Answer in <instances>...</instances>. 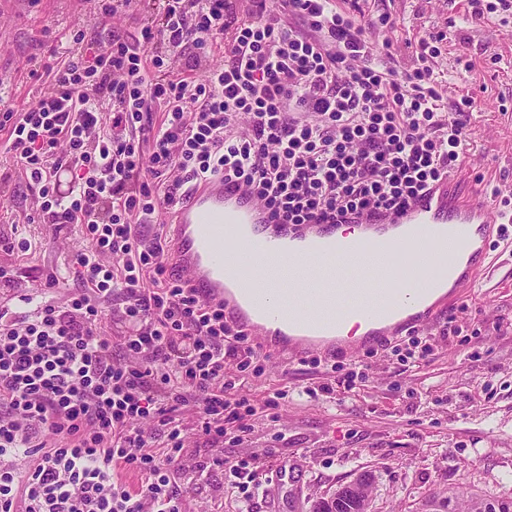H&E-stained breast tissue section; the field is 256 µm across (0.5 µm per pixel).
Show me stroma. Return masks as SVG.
<instances>
[{
    "mask_svg": "<svg viewBox=\"0 0 512 512\" xmlns=\"http://www.w3.org/2000/svg\"><path fill=\"white\" fill-rule=\"evenodd\" d=\"M355 7L368 18L395 19V27L371 28L368 37L390 43L403 69L414 64L406 41L445 33L434 68L447 81L446 96L469 90L475 97L463 115L473 136L459 190L471 194L484 179L512 195V22H468V0H356ZM159 9L158 0H137L112 18L94 0H0V98L19 111L30 107L34 92L49 86L31 69L64 59L74 25L91 35L114 29L133 36ZM34 206L20 170L11 168L0 183V237H25L32 246L23 254L0 249V266L13 268L17 280L15 289L0 290V306L17 303L25 312L44 301L46 274L58 279L57 300L79 288L67 255L84 245L72 227L24 223ZM462 303L456 318L467 343L443 337L440 321L424 331L431 355L409 370L389 356L359 355L368 376L339 403L301 395L318 382L311 365L269 357L251 387L254 398L264 402L283 386L288 398L277 421L225 444V458L252 451L291 464L287 512H312L315 500L362 473L372 477L370 512H424L432 496L452 499L463 512L468 499L512 493V260L493 262Z\"/></svg>",
    "mask_w": 512,
    "mask_h": 512,
    "instance_id": "obj_1",
    "label": "stroma"
}]
</instances>
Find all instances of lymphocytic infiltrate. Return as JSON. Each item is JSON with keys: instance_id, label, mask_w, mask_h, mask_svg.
<instances>
[{"instance_id": "obj_1", "label": "lymphocytic infiltrate", "mask_w": 512, "mask_h": 512, "mask_svg": "<svg viewBox=\"0 0 512 512\" xmlns=\"http://www.w3.org/2000/svg\"><path fill=\"white\" fill-rule=\"evenodd\" d=\"M162 2L134 39L72 28L48 91L22 111L0 102L5 150L37 196L27 223L75 226L85 241L69 254L80 290L51 300L49 276L33 314L0 309V512H182L172 474L196 488L217 470L240 500L265 495V458L219 449L276 420L288 391L253 402L262 353L169 268L161 234L143 225L216 174L284 224L402 209L467 151L470 131L426 63L437 35L420 37L417 66L400 72L336 0H251L243 18L228 0ZM190 44L196 55H184ZM214 48L223 66L207 65ZM108 318L119 340L104 335ZM309 363L325 378L303 387L311 398L366 378ZM188 408L198 414L189 462Z\"/></svg>"}]
</instances>
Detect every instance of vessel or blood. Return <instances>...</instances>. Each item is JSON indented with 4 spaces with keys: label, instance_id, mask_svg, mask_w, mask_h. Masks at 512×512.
I'll list each match as a JSON object with an SVG mask.
<instances>
[{
    "label": "vessel or blood",
    "instance_id": "1",
    "mask_svg": "<svg viewBox=\"0 0 512 512\" xmlns=\"http://www.w3.org/2000/svg\"><path fill=\"white\" fill-rule=\"evenodd\" d=\"M457 184V177H443L402 211L343 216L395 255V263L380 269L370 261L350 264L353 248L337 238L336 224L279 223L241 183L212 176L194 185L177 209L167 261L263 353L287 360L353 356L360 347L379 349L435 324L488 274L490 245L503 220L480 194L461 195ZM455 238L470 243L465 259L446 253L444 241ZM418 269L429 280L448 270V290L425 305L387 293L389 281L409 279ZM357 309L374 312L363 337L338 339L341 319ZM293 477L279 465L266 489L270 512H279L277 493Z\"/></svg>",
    "mask_w": 512,
    "mask_h": 512
}]
</instances>
